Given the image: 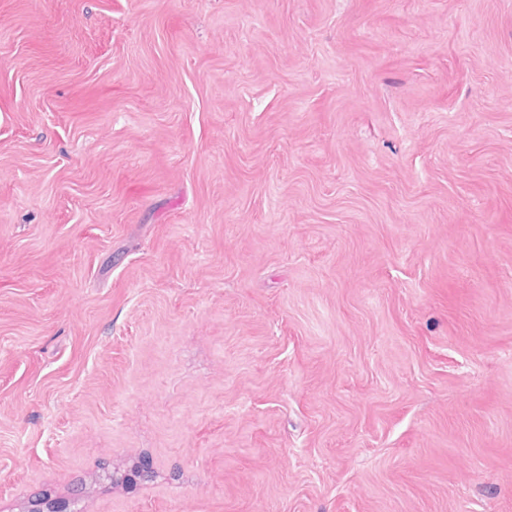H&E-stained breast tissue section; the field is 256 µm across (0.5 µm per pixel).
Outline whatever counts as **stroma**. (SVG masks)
<instances>
[{
	"mask_svg": "<svg viewBox=\"0 0 512 512\" xmlns=\"http://www.w3.org/2000/svg\"><path fill=\"white\" fill-rule=\"evenodd\" d=\"M44 490L512 512V0H0V512ZM152 468L148 463H144L143 465H134L122 476H118L115 472L112 474L106 475L107 479L111 481L112 484L115 485H132L140 481H148L152 477Z\"/></svg>",
	"mask_w": 512,
	"mask_h": 512,
	"instance_id": "35a3bbf8",
	"label": "stroma"
}]
</instances>
